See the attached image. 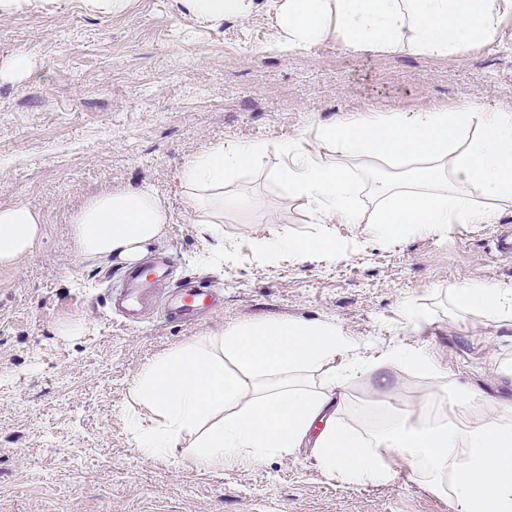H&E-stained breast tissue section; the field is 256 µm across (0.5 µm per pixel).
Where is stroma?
Listing matches in <instances>:
<instances>
[{"label": "stroma", "mask_w": 512, "mask_h": 512, "mask_svg": "<svg viewBox=\"0 0 512 512\" xmlns=\"http://www.w3.org/2000/svg\"><path fill=\"white\" fill-rule=\"evenodd\" d=\"M278 0L219 26L180 0H130L121 13L83 0H32L0 15V206L37 210L31 252L0 265V512H458L397 469L380 485L322 474L298 448L249 469L201 470L184 459L143 458L129 419L134 378L149 361L221 327L265 319L331 323L372 354L401 342L435 353L451 380L490 400L512 399V328L453 308L442 288L462 280L512 283V215L496 224H450L394 243L368 224H316L274 178L278 145L348 113L512 106V19L497 40L460 58L353 52L327 40L282 51ZM25 53L26 70L11 59ZM262 141L261 168L229 193L256 198L225 211L218 235L195 224L180 180L185 164L219 143ZM150 185L171 213L154 255L169 257L160 305L120 326L112 294L124 267L78 258L70 218L106 189ZM326 234L339 261L257 258L277 236ZM221 249L222 265L208 261ZM220 300L195 321L163 306L181 288ZM420 309L405 328L402 301ZM372 379L346 383L344 422L383 418Z\"/></svg>", "instance_id": "35a3bbf8"}]
</instances>
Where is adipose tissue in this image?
Listing matches in <instances>:
<instances>
[{"instance_id": "obj_1", "label": "adipose tissue", "mask_w": 512, "mask_h": 512, "mask_svg": "<svg viewBox=\"0 0 512 512\" xmlns=\"http://www.w3.org/2000/svg\"><path fill=\"white\" fill-rule=\"evenodd\" d=\"M210 25L246 16L252 0H181ZM286 49L327 39L355 51L463 56L495 41L512 0H281ZM390 169L374 180L368 207L355 204L349 168L328 152ZM268 152L259 141L219 144L183 168L195 223L220 224L228 210L255 199L225 194L233 175L257 168ZM280 178L321 224H369L376 240L435 233L450 224H496L512 214V108L370 112L344 116L282 144ZM170 212L153 188L113 189L88 200L73 219L80 258L133 266L160 244ZM42 232L37 211L0 206V265L29 253ZM306 262L340 259L328 238L267 242ZM457 309L512 326V284L458 282L444 290ZM355 340L335 325L302 321L244 322L186 342L154 359L132 394L153 428L135 433L148 459H186L200 467H249L311 444L317 468L354 485L380 484L402 466L459 512H512V399L491 401L449 381L425 348L395 344L381 356L337 364ZM429 382L408 410L381 427L341 421L343 387L359 373L398 365ZM188 448H180L182 438Z\"/></svg>"}]
</instances>
